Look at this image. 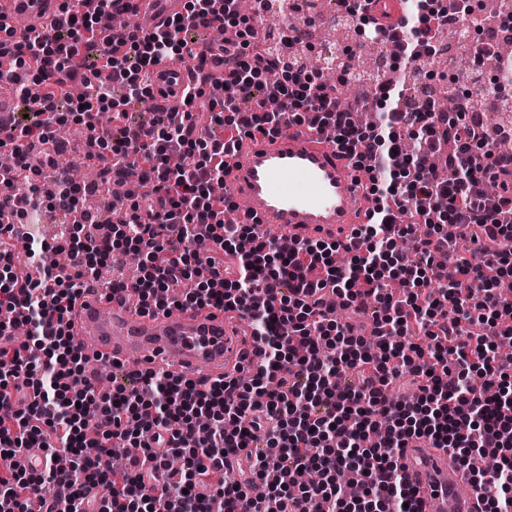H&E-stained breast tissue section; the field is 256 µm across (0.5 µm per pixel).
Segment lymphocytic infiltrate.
Here are the masks:
<instances>
[{
  "label": "lymphocytic infiltrate",
  "mask_w": 512,
  "mask_h": 512,
  "mask_svg": "<svg viewBox=\"0 0 512 512\" xmlns=\"http://www.w3.org/2000/svg\"><path fill=\"white\" fill-rule=\"evenodd\" d=\"M138 2L60 0L49 29L11 49L26 78L15 88L22 115L0 123V148L17 157L0 170V512L61 502L67 512H418L398 463L414 439L470 470L483 512H512V363L496 352L512 336V151L498 147L504 128L472 122L470 93L448 113L433 93L401 104L408 83L432 78L449 15L470 5L413 0L411 19L389 33L369 22L366 0H343L355 35L399 61L397 82H372L380 110L362 126L342 98L350 50L328 80L294 52L299 35L269 46L256 25L268 0L246 11L239 0H189L153 29L107 25ZM187 59L185 109L166 111L150 69ZM211 84L222 99H206ZM148 98V118L133 123L131 108ZM73 112L89 118L88 159L143 188L105 236L83 207L86 185L61 168L44 180L28 161ZM303 124L328 130L370 176L376 210L343 264L339 243L283 247L252 224L225 223L234 203L212 191L226 151ZM44 206L62 230L50 241L29 234L15 252L13 220ZM117 251L140 259L133 286L146 310L250 319L263 362L249 382L131 372L98 387L70 315ZM398 381L405 392L389 398ZM116 446L126 450L119 471ZM28 448L61 463L12 466Z\"/></svg>",
  "instance_id": "obj_1"
}]
</instances>
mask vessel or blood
Masks as SVG:
<instances>
[{
    "instance_id": "b4317fda",
    "label": "vessel or blood",
    "mask_w": 512,
    "mask_h": 512,
    "mask_svg": "<svg viewBox=\"0 0 512 512\" xmlns=\"http://www.w3.org/2000/svg\"><path fill=\"white\" fill-rule=\"evenodd\" d=\"M56 10V0H0V45L21 40L23 24L39 25ZM409 0H371L373 22L400 27ZM141 11L158 26L181 13L182 0H141ZM23 69L0 59V116L6 113L7 86ZM156 88L168 108L180 107L190 84L189 66L163 61L152 68ZM228 195L244 218L256 219L268 239H325L350 244L352 231L372 210L368 176L352 171L327 133L292 125L274 138L247 140L225 154ZM74 341L84 354L103 356L143 373L172 363L174 370L201 380L233 372L239 361L259 367L245 320L216 309L143 313L133 289L83 294L75 303ZM415 492L418 512H481V491L469 472L447 452L415 441L399 459Z\"/></svg>"
}]
</instances>
